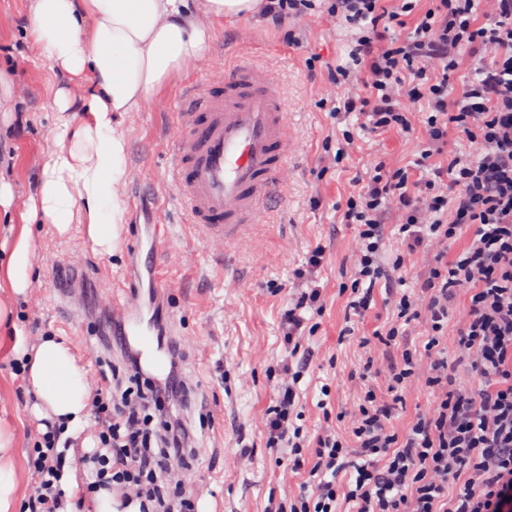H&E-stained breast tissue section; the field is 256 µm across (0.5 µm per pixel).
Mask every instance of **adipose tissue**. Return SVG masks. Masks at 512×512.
<instances>
[{"label":"adipose tissue","instance_id":"obj_1","mask_svg":"<svg viewBox=\"0 0 512 512\" xmlns=\"http://www.w3.org/2000/svg\"><path fill=\"white\" fill-rule=\"evenodd\" d=\"M257 6L258 0H31L25 35L34 59L80 84L56 92L57 144L42 166L30 220L53 225L61 235L86 223L93 242L111 252L114 227L124 220L119 189L127 176L118 113L135 111L201 58L213 23ZM75 112L82 115L77 124ZM12 352L29 363L36 413L69 432L81 428L89 391L71 346L48 337L31 349L18 336ZM13 444V434L0 430V512L18 506Z\"/></svg>","mask_w":512,"mask_h":512}]
</instances>
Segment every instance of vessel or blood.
Here are the masks:
<instances>
[{
	"label": "vessel or blood",
	"instance_id": "b4317fda",
	"mask_svg": "<svg viewBox=\"0 0 512 512\" xmlns=\"http://www.w3.org/2000/svg\"><path fill=\"white\" fill-rule=\"evenodd\" d=\"M180 133L172 147V177L181 188L187 218L200 228L210 249H249L257 244L256 224L283 202L290 183L289 160L297 150L295 127L278 81L266 69L241 59L218 81L189 87L177 101ZM163 227L133 229L130 277L147 276V288L131 287L104 297L112 322L143 366L166 377L171 341L152 306L168 302L159 275Z\"/></svg>",
	"mask_w": 512,
	"mask_h": 512
}]
</instances>
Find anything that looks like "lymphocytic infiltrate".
<instances>
[{"instance_id":"1","label":"lymphocytic infiltrate","mask_w":512,"mask_h":512,"mask_svg":"<svg viewBox=\"0 0 512 512\" xmlns=\"http://www.w3.org/2000/svg\"><path fill=\"white\" fill-rule=\"evenodd\" d=\"M435 2L400 43L380 26L413 11V0H402L397 12L384 10L383 0H332L328 10L359 32L352 66L339 75L349 79L359 68L367 89L363 97L335 98L332 114H358L371 129L403 135L423 124L424 161L442 154L452 130L470 147L421 187L405 170L370 165L341 213L355 227L350 309L368 311L376 283L416 268L421 287L389 290L396 322L374 336L392 345L420 319L431 330L423 349L404 350L394 361L369 349L353 379L352 402L336 414L349 438L329 424L310 443L299 423L296 387L308 362L300 354L304 314L321 311L320 289H308L281 315L290 351L262 424L267 447L285 453L291 470L307 472V492L294 512H337L342 497L360 512H512V0H486L482 11L475 0ZM470 47L481 49L486 62L449 97L448 77ZM421 99L426 111H411ZM389 222L408 249L388 266L382 226ZM459 235L466 246L445 261L449 239ZM460 295L466 303L449 317L448 305ZM181 362V350H174L171 378L163 381L130 352L121 366L89 379L86 431L95 446L80 456L83 497L130 491L139 512H195L188 491L195 435L175 411L187 392ZM372 376L382 379L383 391L369 385ZM428 388L433 401L397 432L394 405ZM64 433L50 423L33 441L26 512H68L61 479L72 441ZM348 469L355 477L339 490L335 477ZM452 481L461 484L453 498Z\"/></svg>"}]
</instances>
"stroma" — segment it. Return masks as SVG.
Here are the masks:
<instances>
[{
  "mask_svg": "<svg viewBox=\"0 0 512 512\" xmlns=\"http://www.w3.org/2000/svg\"><path fill=\"white\" fill-rule=\"evenodd\" d=\"M30 0H0V74L11 91L0 99V141L14 158L0 169V181L11 185L14 200L0 209V242L28 230L33 259L30 286L14 293L0 279V306L13 315L24 337L37 334L69 343L77 364L94 367L96 359L120 364V350L93 353L96 333L90 322L71 320L57 295L61 270L71 255L84 258L77 282L79 306L113 290L128 262L127 241L133 221L154 222L169 229L158 262L171 293L170 313L184 335L194 337L184 349V365L194 403L206 406L210 419L197 437L195 482L200 512H267L271 501L291 502L304 493V472L280 466L267 448L261 419L275 401L267 371L269 362L287 352L281 314L303 289L322 290L323 312L309 321L304 350L312 360L299 384L303 419L310 431L324 424L325 411H339L353 396L351 377L365 361L363 342L388 326L393 313L384 286H376L370 309L355 315L343 287L350 279L352 225L341 223L338 207L353 189L354 176L372 162L408 169L416 182L432 178V166L420 160L423 127L402 137L367 127L354 114L331 117L325 99L332 90L362 92L361 83L333 85L335 69L347 65L354 41L352 29L315 16L302 20L300 43L288 37L293 21L273 26L256 14L214 24L213 38L202 64H190L156 89L149 104L120 113L118 130L127 141V177L119 191L125 208L111 253L98 251L85 225H72L59 236L49 224H26L23 215L36 196L41 166L56 146L53 96L56 77L33 61L24 40ZM240 56L252 57L281 82L294 114L298 148L291 158L292 192L272 209L256 232L255 251L210 252L200 229L182 212L179 189L171 180V144L177 130L172 120L182 88L223 74ZM350 130L356 149L343 165L329 162L343 130ZM326 256L316 271L298 276L314 246ZM12 356L0 350V426L16 432L14 456L18 495L27 500L32 485L26 467V435L39 421L27 380L11 370ZM330 397H323V389ZM249 451L247 468H228L227 458Z\"/></svg>",
  "mask_w": 512,
  "mask_h": 512,
  "instance_id": "obj_1",
  "label": "stroma"
}]
</instances>
